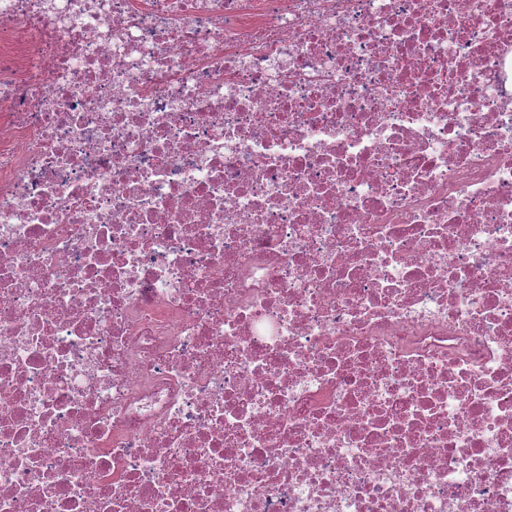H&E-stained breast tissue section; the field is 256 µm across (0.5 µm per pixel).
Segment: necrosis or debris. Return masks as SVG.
Wrapping results in <instances>:
<instances>
[{
	"label": "necrosis or debris",
	"mask_w": 512,
	"mask_h": 512,
	"mask_svg": "<svg viewBox=\"0 0 512 512\" xmlns=\"http://www.w3.org/2000/svg\"><path fill=\"white\" fill-rule=\"evenodd\" d=\"M0 512H512V0H0Z\"/></svg>",
	"instance_id": "4bbe7bcc"
}]
</instances>
